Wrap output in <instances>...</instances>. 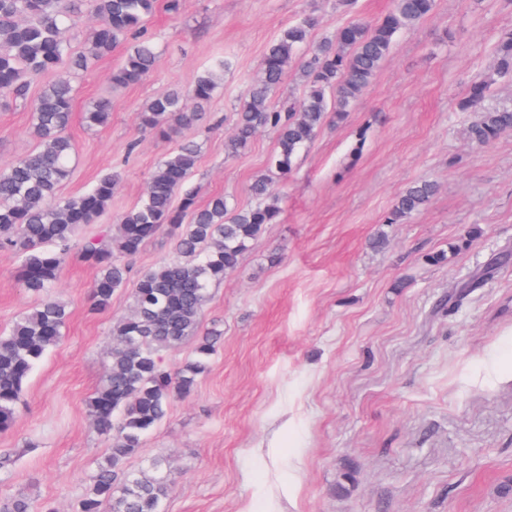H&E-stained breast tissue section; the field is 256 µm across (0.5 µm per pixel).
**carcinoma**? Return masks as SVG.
Returning <instances> with one entry per match:
<instances>
[{
    "instance_id": "cac0c4a2",
    "label": "carcinoma",
    "mask_w": 512,
    "mask_h": 512,
    "mask_svg": "<svg viewBox=\"0 0 512 512\" xmlns=\"http://www.w3.org/2000/svg\"><path fill=\"white\" fill-rule=\"evenodd\" d=\"M434 8L435 0H395L377 21H351L301 58L298 54L310 41L314 18L305 16L283 30L263 53L258 77L237 108L234 133L225 142L227 156L238 155L258 131L268 129L276 134L272 166L287 175L293 159L312 142L328 116L338 122L347 118L388 56L397 33L426 19ZM155 10L156 0H0V106L25 96L30 77L50 76L31 104L36 147L0 169V251L19 262L22 288L42 297L8 333L0 335V432L15 425L27 379L64 335L70 306L51 296L62 256L84 226L94 223L112 203V175L100 178L76 198L58 197L70 176L75 151L64 134L72 118L73 80L129 38L133 42L112 70V85L126 87L152 73L158 54L144 31ZM86 12L94 15L97 25L87 51L74 52L69 31ZM296 59L304 85L302 98L272 104V93ZM226 67L228 62L221 61L187 89L154 96L140 111V128L165 136L175 126L194 123L220 87ZM509 75L511 30L496 45L492 69L471 83L458 102L459 111L477 113L467 127L472 142L491 143L512 131V108L484 107L492 86ZM111 110L107 99L91 101L83 112L85 126L106 125ZM198 153V146L189 142L165 155L143 198L119 217V234L111 241L101 235L82 244L85 260L97 269L90 290L97 310L112 307L113 295L130 273L128 259L149 241L169 234L176 257L141 272L130 314L112 327V365L87 404L92 425L109 443L110 453L91 476L77 512H162L176 484L166 459L154 458L140 469L126 464L166 416L170 403L189 396L209 368L218 335L200 330V315L211 285L236 273L242 254L262 227L280 221L279 197L266 177L250 184L255 204L248 208L232 207L222 195L200 206L190 191L175 200ZM436 191L430 180L409 184L384 223L410 218ZM191 338L193 357L175 371L167 368L162 351ZM34 510L22 495L0 502V512Z\"/></svg>"
}]
</instances>
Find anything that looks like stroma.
Returning a JSON list of instances; mask_svg holds the SVG:
<instances>
[{
    "instance_id": "obj_1",
    "label": "stroma",
    "mask_w": 512,
    "mask_h": 512,
    "mask_svg": "<svg viewBox=\"0 0 512 512\" xmlns=\"http://www.w3.org/2000/svg\"><path fill=\"white\" fill-rule=\"evenodd\" d=\"M394 0H181L158 6L147 27L159 52L140 82L112 87L126 47L77 80L67 136L73 172L59 194L80 196L116 178L112 205L93 231L143 197L159 160L183 141L199 144L186 183L198 204L224 195L240 207L269 173L276 135L260 132L229 158L233 112L258 75L267 45L298 19L317 20L311 44L351 19L373 21ZM512 30V0H436L432 16L402 30L343 125L325 124L276 180L280 223L263 226L239 269L213 284L202 330L220 338L187 398L146 435L136 468L167 458L178 484L163 512H512V262L455 313L439 303L492 257L512 250V132L478 145L457 104L492 64ZM224 83L200 120L171 137L144 132L138 114L164 89L186 87L217 59ZM0 110V167L35 146L30 97ZM109 97V123L90 130L86 104ZM365 130L361 152L355 133ZM438 192L402 224L382 219L412 181ZM482 233L466 235L472 226ZM385 232V246L372 240ZM458 245L448 262L428 257ZM95 269L73 246L55 296L70 304L60 343L27 380L13 430L0 433V498L24 493L36 506L75 512L108 443L87 401L111 361L112 326L131 288L109 310L90 308ZM14 258L0 253V331L34 308Z\"/></svg>"
}]
</instances>
